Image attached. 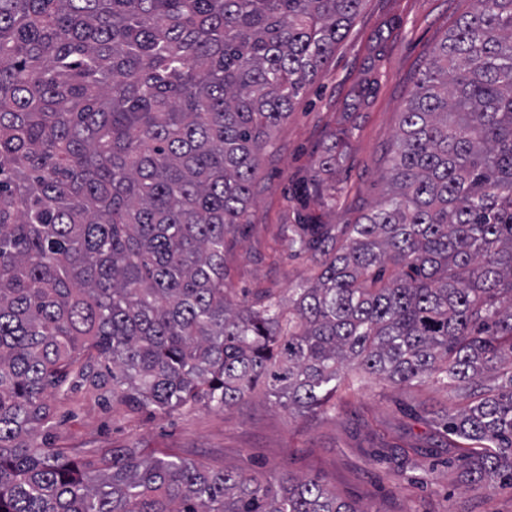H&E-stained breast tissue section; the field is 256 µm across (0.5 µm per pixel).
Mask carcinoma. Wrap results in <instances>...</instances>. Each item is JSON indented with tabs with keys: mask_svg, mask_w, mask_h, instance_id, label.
Wrapping results in <instances>:
<instances>
[{
	"mask_svg": "<svg viewBox=\"0 0 512 512\" xmlns=\"http://www.w3.org/2000/svg\"><path fill=\"white\" fill-rule=\"evenodd\" d=\"M362 2L0 0V512H362L316 477L36 442L87 385L327 413L352 372L431 381L474 396L435 416L466 481L512 486V0L434 48L390 193L340 240L288 225L312 280L224 287L261 156Z\"/></svg>",
	"mask_w": 512,
	"mask_h": 512,
	"instance_id": "1",
	"label": "carcinoma"
}]
</instances>
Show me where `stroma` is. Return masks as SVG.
Instances as JSON below:
<instances>
[{"mask_svg":"<svg viewBox=\"0 0 512 512\" xmlns=\"http://www.w3.org/2000/svg\"><path fill=\"white\" fill-rule=\"evenodd\" d=\"M470 0H363L325 71L273 134L253 180L243 224L224 243L227 283L240 295H287L314 265L283 233L304 219L357 223L387 193L399 113L433 49ZM467 401L429 383L371 376L343 392L341 410L292 414L256 397L169 415L111 401L83 387L58 403L49 431L61 448H140L274 481L316 477L366 512H512V488L468 484L455 449L438 444L429 410ZM416 447L399 461L392 448Z\"/></svg>","mask_w":512,"mask_h":512,"instance_id":"35a3bbf8","label":"stroma"}]
</instances>
